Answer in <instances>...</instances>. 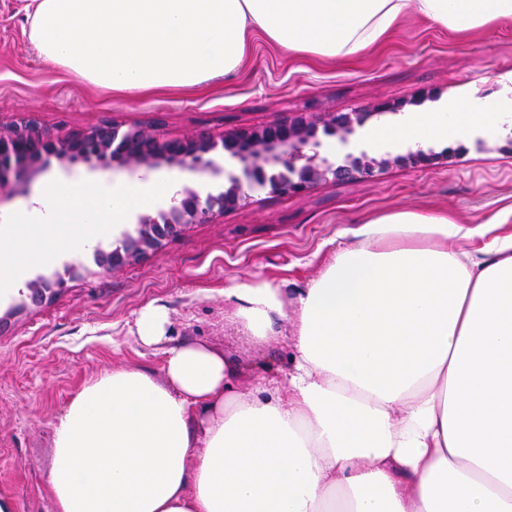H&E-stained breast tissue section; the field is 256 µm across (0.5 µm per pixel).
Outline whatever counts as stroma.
Listing matches in <instances>:
<instances>
[{
  "mask_svg": "<svg viewBox=\"0 0 512 512\" xmlns=\"http://www.w3.org/2000/svg\"><path fill=\"white\" fill-rule=\"evenodd\" d=\"M25 0H0V123L30 117L50 132L109 123L149 125L168 138L213 136L261 127L298 112H365L358 130L373 176L327 182L277 195L251 190L249 205L111 272L95 249L30 271L25 286L0 301V500L12 512H52L45 485L52 462L53 423L68 400L112 367L160 375L162 356L140 345L129 328L148 304L165 305L170 336L204 341L238 369L233 386H270L288 370L290 321L275 340L248 336L224 305L223 290L251 275L283 284L286 308L295 291L317 278L334 251L354 242L370 218L395 209H422L474 227L506 221L512 212V147L485 127L462 138L423 143L438 160L383 165L406 152L404 140H381L401 116L436 112L469 99L494 104L512 96V21L459 33L420 17L406 19L377 48L325 62L284 52L256 36L241 66L189 89L125 94L103 90L41 57L29 38ZM63 185L87 177L121 187L130 170L84 163L53 165ZM66 274L65 288L33 303L28 282Z\"/></svg>",
  "mask_w": 512,
  "mask_h": 512,
  "instance_id": "stroma-1",
  "label": "stroma"
}]
</instances>
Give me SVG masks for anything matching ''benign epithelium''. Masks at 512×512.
Segmentation results:
<instances>
[{
	"label": "benign epithelium",
	"mask_w": 512,
	"mask_h": 512,
	"mask_svg": "<svg viewBox=\"0 0 512 512\" xmlns=\"http://www.w3.org/2000/svg\"><path fill=\"white\" fill-rule=\"evenodd\" d=\"M371 116V112H331L319 124L297 115L225 134L218 141L205 133L166 138L140 125L122 132L108 123L79 133L54 135L37 121L23 118L0 127V199L27 193L31 182L54 161L63 167L80 162L146 172L177 168L221 182L216 194L186 186L157 215L139 216L136 234H124L121 246L110 252H95L98 266L111 270L137 259L164 240L178 237L191 224H207L226 211L240 208L247 201L248 190L255 187L267 186L274 194H297L330 179L352 181L371 173L378 162H430L438 158L420 148L391 160L368 157L363 144L353 136ZM325 138L336 143L340 162L321 155ZM219 148L230 165H220L213 159V152ZM65 286L60 275L52 281L41 278L28 284L31 299L36 302Z\"/></svg>",
	"instance_id": "benign-epithelium-1"
}]
</instances>
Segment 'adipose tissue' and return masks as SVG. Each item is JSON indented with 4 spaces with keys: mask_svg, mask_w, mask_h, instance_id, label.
<instances>
[{
    "mask_svg": "<svg viewBox=\"0 0 512 512\" xmlns=\"http://www.w3.org/2000/svg\"><path fill=\"white\" fill-rule=\"evenodd\" d=\"M45 60L103 88H189L234 71L255 35L333 60L366 52L417 15L455 32L512 19V0H28ZM471 100L384 130L414 142L503 121ZM162 179L121 188L48 181L0 213V298L35 265L100 240ZM472 236L441 214L371 218L297 289L292 368L275 391L232 386L202 342H173L164 307L134 334L161 377L118 367L56 417L45 484L54 512H512V232ZM253 338L285 317L278 281L224 291Z\"/></svg>",
    "mask_w": 512,
    "mask_h": 512,
    "instance_id": "obj_1",
    "label": "adipose tissue"
}]
</instances>
